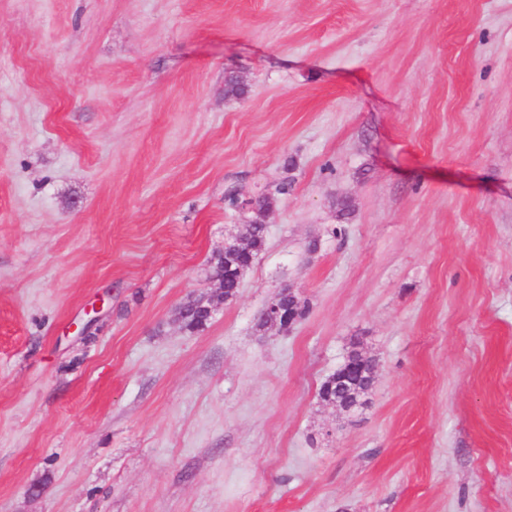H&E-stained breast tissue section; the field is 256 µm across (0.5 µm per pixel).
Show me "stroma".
Segmentation results:
<instances>
[{"mask_svg": "<svg viewBox=\"0 0 512 512\" xmlns=\"http://www.w3.org/2000/svg\"><path fill=\"white\" fill-rule=\"evenodd\" d=\"M0 512H512V0H0ZM264 207L260 206L256 210V218L246 229V235L249 240L251 254L241 257L239 254H231L225 250L213 254L210 263L213 270V276L221 275L224 278V293L222 300L226 296H235L238 293L240 280L238 278V268L241 263H247L251 259L254 261L256 256L264 249L266 243V228L264 227L261 218L263 215Z\"/></svg>", "mask_w": 512, "mask_h": 512, "instance_id": "35a3bbf8", "label": "stroma"}]
</instances>
